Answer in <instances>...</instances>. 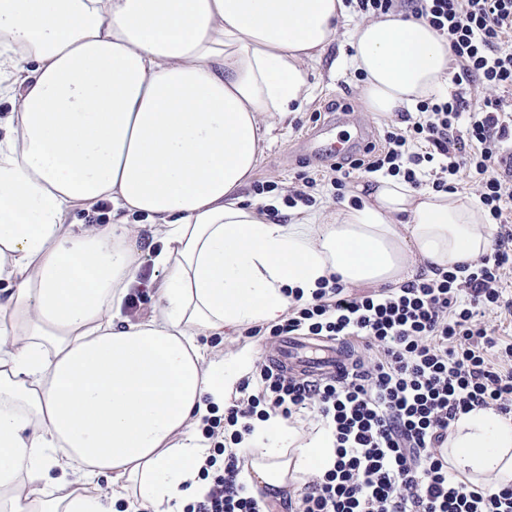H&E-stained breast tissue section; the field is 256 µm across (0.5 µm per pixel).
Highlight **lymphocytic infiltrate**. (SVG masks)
I'll return each instance as SVG.
<instances>
[{
	"label": "lymphocytic infiltrate",
	"mask_w": 512,
	"mask_h": 512,
	"mask_svg": "<svg viewBox=\"0 0 512 512\" xmlns=\"http://www.w3.org/2000/svg\"><path fill=\"white\" fill-rule=\"evenodd\" d=\"M374 18L410 10L445 38L456 66L449 94L400 111L381 147L301 175L289 207L310 205L320 184L344 197L356 172L400 176L415 189L469 191L496 224L494 248L439 277L348 293L327 279L311 296L289 291L278 324L244 329L269 350L240 384L224 418L205 429L210 453L200 468L206 493L183 512H276L244 481L239 420L308 414L335 438L334 457L306 478L295 512H512V483L482 488L448 467L451 424L473 408L512 414V344L496 337L506 302L500 282L512 266V0H348ZM484 92L473 107L472 87ZM362 341L368 354L336 378L297 379L270 353L280 337Z\"/></svg>",
	"instance_id": "obj_1"
}]
</instances>
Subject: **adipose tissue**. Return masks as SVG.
Returning <instances> with one entry per match:
<instances>
[{"instance_id": "1", "label": "adipose tissue", "mask_w": 512, "mask_h": 512, "mask_svg": "<svg viewBox=\"0 0 512 512\" xmlns=\"http://www.w3.org/2000/svg\"><path fill=\"white\" fill-rule=\"evenodd\" d=\"M347 28L368 111L443 95L448 44L404 13L352 21L344 0H0V512H183L201 497L205 417L254 355L207 358L199 335L274 322L287 290L434 277L486 254L475 198L379 175L323 221L275 224L242 194L260 143L311 94L308 69ZM112 204L104 224L72 222ZM161 243L148 319L124 316ZM252 490L325 466L334 437L252 420ZM448 465L512 482V415L455 421ZM109 493H102L99 479Z\"/></svg>"}]
</instances>
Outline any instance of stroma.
<instances>
[{"label":"stroma","mask_w":512,"mask_h":512,"mask_svg":"<svg viewBox=\"0 0 512 512\" xmlns=\"http://www.w3.org/2000/svg\"><path fill=\"white\" fill-rule=\"evenodd\" d=\"M348 53L346 35H338L320 64L310 71L309 101L279 122L261 146L259 165L244 195L271 206L273 221L287 224L297 217V209L284 202L289 186L296 183L300 174L316 172L328 164L327 159L307 154L301 145L303 135L328 124L334 136L355 148L359 145L358 129L364 126L375 143L383 141L387 120L368 112L358 89L361 78L345 63Z\"/></svg>","instance_id":"obj_1"}]
</instances>
